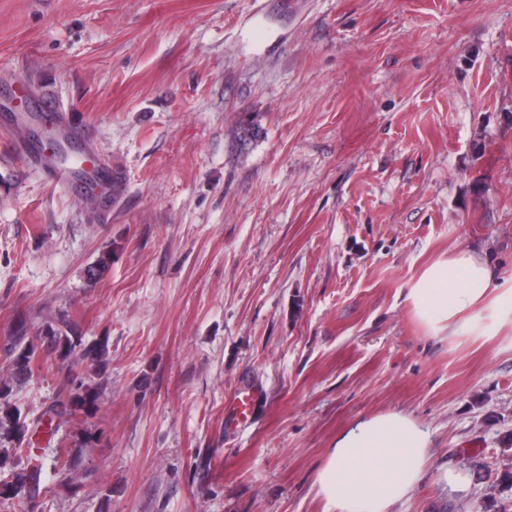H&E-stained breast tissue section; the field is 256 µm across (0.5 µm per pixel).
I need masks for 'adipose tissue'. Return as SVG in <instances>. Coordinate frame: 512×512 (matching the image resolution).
<instances>
[{
    "instance_id": "1",
    "label": "adipose tissue",
    "mask_w": 512,
    "mask_h": 512,
    "mask_svg": "<svg viewBox=\"0 0 512 512\" xmlns=\"http://www.w3.org/2000/svg\"><path fill=\"white\" fill-rule=\"evenodd\" d=\"M511 288L496 287L487 263L459 250L426 267L406 290L416 320L434 336L470 328L477 310L491 308V324L512 320ZM429 431L411 417L383 413L343 433L317 475L328 512H389L420 484L428 463Z\"/></svg>"
}]
</instances>
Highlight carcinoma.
<instances>
[{
    "label": "carcinoma",
    "instance_id": "carcinoma-1",
    "mask_svg": "<svg viewBox=\"0 0 512 512\" xmlns=\"http://www.w3.org/2000/svg\"><path fill=\"white\" fill-rule=\"evenodd\" d=\"M258 134V127L251 121L242 120L235 131V139L242 144L251 142ZM112 266V253L105 251L97 262L88 269V281L95 282ZM27 323L21 319L17 322L12 352V375L0 379V441L14 444L13 448L0 446V469L9 470V481L0 484V499H18L25 503L32 502L39 492V466L31 462H23L18 455L25 441L28 426L21 420V413L10 402V396L15 383L30 376L37 358V352L43 348L56 353L58 366H63L71 359L87 364L88 370L102 379L106 377L111 363L107 341L99 340L83 342V337L72 330L56 329L49 325L41 330L37 341L27 339ZM102 382L88 383L80 380L71 393L69 404L71 408L80 410L88 417H94L102 401ZM98 441L96 436H83L75 440V453L67 457L63 466L72 469L82 455V449L90 448ZM482 484L483 495L487 499L492 491L503 484L512 486V464L503 465L496 473L475 463L471 465Z\"/></svg>",
    "mask_w": 512,
    "mask_h": 512
}]
</instances>
